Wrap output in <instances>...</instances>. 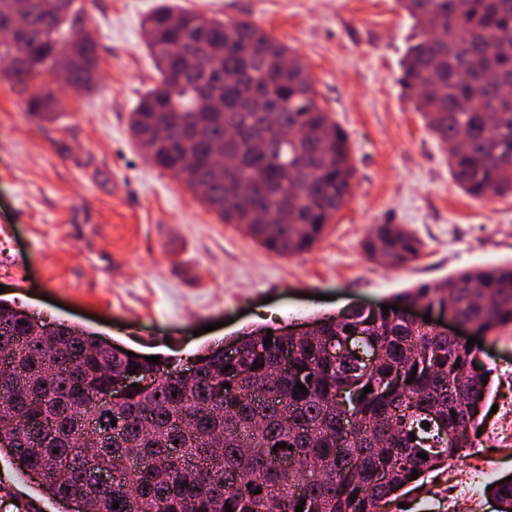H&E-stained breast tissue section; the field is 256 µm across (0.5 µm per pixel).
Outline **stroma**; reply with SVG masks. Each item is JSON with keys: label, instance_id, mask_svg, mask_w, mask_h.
<instances>
[{"label": "stroma", "instance_id": "1", "mask_svg": "<svg viewBox=\"0 0 512 512\" xmlns=\"http://www.w3.org/2000/svg\"><path fill=\"white\" fill-rule=\"evenodd\" d=\"M158 2L87 0L97 87L64 95L53 121L26 111L0 65V300L182 369L260 326L390 304L418 284L512 263V196L456 187L445 144L400 83L417 32L398 0H178L287 45L348 135L352 196L320 243L292 257L220 222L133 140L130 114L159 80L141 26ZM379 224L410 230L417 259L369 260L363 242ZM482 348L493 384L479 435L389 512H496L486 489L512 476V326ZM18 501L62 512L0 452V512Z\"/></svg>", "mask_w": 512, "mask_h": 512}]
</instances>
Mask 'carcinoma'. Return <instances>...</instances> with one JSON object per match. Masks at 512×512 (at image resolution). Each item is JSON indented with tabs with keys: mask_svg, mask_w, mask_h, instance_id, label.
<instances>
[{
	"mask_svg": "<svg viewBox=\"0 0 512 512\" xmlns=\"http://www.w3.org/2000/svg\"><path fill=\"white\" fill-rule=\"evenodd\" d=\"M18 2L0 0V31H9L0 62H11L12 90L26 110L49 118L59 96L42 78L70 53L71 92L91 90L97 39L84 0H25L17 27ZM399 2L420 30L402 85L447 145L459 187L481 199L512 195V96L502 95L512 91V0ZM144 25L160 80L131 113L140 148L268 251L311 250L349 200L353 167L308 66L248 19L164 4ZM180 49L203 53L206 66L186 67ZM208 95L224 97V111L211 109ZM419 249L400 224H380L364 242L369 258L394 266ZM416 303L488 336L512 325V265L419 284L386 315L351 308L317 318L307 336L257 328L235 339L232 360L221 348L198 355L191 381L166 359L119 357L98 336L37 323L0 301V447L71 512H226L227 504L231 512H295L302 500L303 512H380L414 483L412 470L422 478L468 446L492 385L479 347L405 318ZM352 336L353 349L327 355L326 345ZM283 349L302 377L281 373ZM376 351V363H366ZM131 371L158 385L108 405L112 383ZM91 416L116 421L121 440L86 437ZM103 470L112 483L97 481ZM490 494L499 512L512 509V480Z\"/></svg>",
	"mask_w": 512,
	"mask_h": 512,
	"instance_id": "obj_1",
	"label": "carcinoma"
}]
</instances>
